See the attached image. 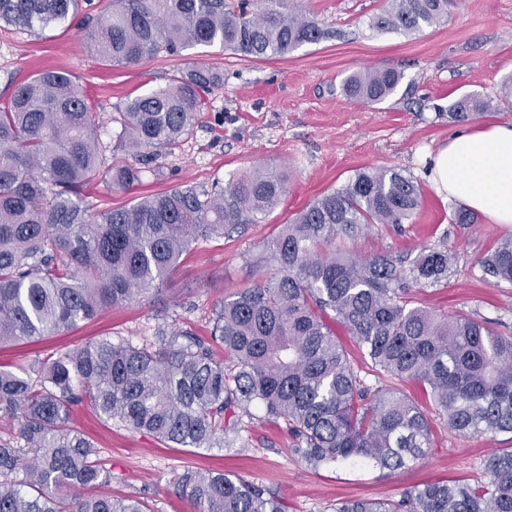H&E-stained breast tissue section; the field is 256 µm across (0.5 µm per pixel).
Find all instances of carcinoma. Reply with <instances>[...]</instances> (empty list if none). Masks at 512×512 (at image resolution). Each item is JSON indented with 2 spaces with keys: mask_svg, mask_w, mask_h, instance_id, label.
Returning <instances> with one entry per match:
<instances>
[{
  "mask_svg": "<svg viewBox=\"0 0 512 512\" xmlns=\"http://www.w3.org/2000/svg\"><path fill=\"white\" fill-rule=\"evenodd\" d=\"M80 2L0 0V24L42 32L74 20ZM451 4L388 0L370 27L418 31L448 17ZM82 31L99 58L126 66L196 47L267 60L326 35L288 0H108ZM402 78L392 68L364 71L342 89L374 105ZM223 83L224 73L195 62L166 86L120 101L112 150L132 161L104 172L97 113L66 72L43 70L0 102L1 345L154 298L193 244L259 224L277 207L286 179L267 169L224 189L178 186L127 208L97 211L82 197L102 173L113 188L138 184L146 165L193 129L203 95ZM489 108L465 95L448 105V121ZM420 207L414 178L363 169L267 240L271 273L219 303L207 339L180 329L140 345L102 337L46 356L34 377L0 369V409L21 415L24 443L0 441V512H151L137 497L96 492L111 473L74 426L84 401L106 422L207 450L232 447L258 404L315 471L342 463L407 468L433 447L435 419L462 437L512 434V334L436 314L410 297L448 279V247L426 246L412 260L336 248L337 239L372 224H403ZM479 263L484 274L512 283V236ZM336 321L379 373L420 384L426 404L397 388L369 392L336 341ZM484 469L476 485H414L397 499H352L332 512H512V447L494 451ZM177 484L198 512H288L277 492L237 474L186 466Z\"/></svg>",
  "mask_w": 512,
  "mask_h": 512,
  "instance_id": "cac0c4a2",
  "label": "carcinoma"
}]
</instances>
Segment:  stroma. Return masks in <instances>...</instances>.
<instances>
[{"label":"stroma","mask_w":512,"mask_h":512,"mask_svg":"<svg viewBox=\"0 0 512 512\" xmlns=\"http://www.w3.org/2000/svg\"><path fill=\"white\" fill-rule=\"evenodd\" d=\"M386 0H288L291 10L317 20L329 36L270 60L240 57L218 49L199 60L224 74L222 86L207 96L208 106L182 144L142 175L137 188L83 191L101 209H117L134 198L181 185L227 186L234 177L259 169L284 173L287 191L263 223L193 245L171 276L160 300L110 308L67 333L39 343L0 346V365L30 370L56 350L74 348L102 336L136 343L153 341L159 328L177 327L199 337L209 334L214 308L224 297L250 287L267 274L264 244L317 197L342 188L366 167L392 168L422 187L420 210L401 227L376 224L341 240L353 254L414 258L423 246L446 242L453 256L448 281L415 291L418 304L439 313H466L512 333V284L486 276L478 261L512 226L477 216L475 224H455L456 202L427 181L428 157L462 126L449 122V102L470 93L494 101L476 124L512 123L504 86L512 79V0H455L447 19L411 33L376 32L370 18ZM186 57L159 54L141 64L117 66L90 50L74 26H56L37 35L0 27V95L41 70L67 72L96 105L111 141L112 110L126 96L167 84ZM393 68L403 79L393 97L366 106L345 96L349 74ZM242 420L231 448L196 450L159 443L152 435L105 423L88 407L76 411V426L101 451L112 474L109 492L134 495L152 512H194L175 477L184 466L222 468L280 494L288 512H331L348 498L390 499L411 485L437 480L483 481V463L512 436L497 440L459 437L435 424L429 455L395 475L373 466L343 464L314 471L291 453L282 427L253 407Z\"/></svg>","instance_id":"stroma-1"}]
</instances>
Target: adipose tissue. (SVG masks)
<instances>
[{
  "instance_id": "1",
  "label": "adipose tissue",
  "mask_w": 512,
  "mask_h": 512,
  "mask_svg": "<svg viewBox=\"0 0 512 512\" xmlns=\"http://www.w3.org/2000/svg\"><path fill=\"white\" fill-rule=\"evenodd\" d=\"M427 178L448 199L512 225V125L458 133L432 158Z\"/></svg>"
}]
</instances>
